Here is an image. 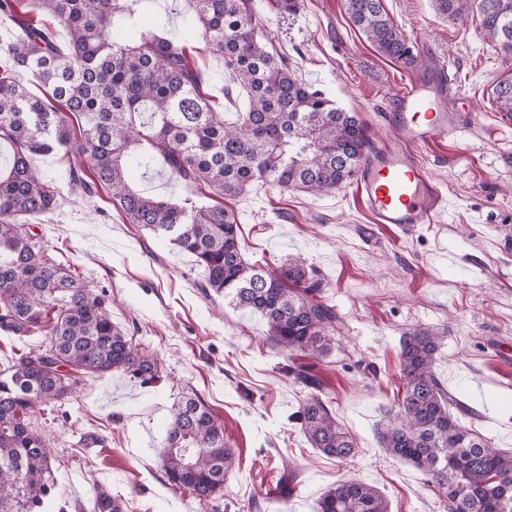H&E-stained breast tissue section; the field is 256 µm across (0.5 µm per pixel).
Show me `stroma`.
Here are the masks:
<instances>
[{"label": "stroma", "mask_w": 512, "mask_h": 512, "mask_svg": "<svg viewBox=\"0 0 512 512\" xmlns=\"http://www.w3.org/2000/svg\"><path fill=\"white\" fill-rule=\"evenodd\" d=\"M253 7L291 69L357 113L372 142L393 139L386 111L409 76L436 80L441 60L460 88L448 109L461 131L418 151L448 198L439 223L408 235L374 225L350 182L320 195L258 184L230 202L246 257L274 268L305 257L342 320L339 347L297 363L320 379L356 454L339 460L311 447L295 419L306 397L289 372L295 362L268 340L258 314L204 291L193 257L131 223L106 190H68L58 209L30 219L31 232L46 255L106 294L113 322L162 367L150 381L89 378L62 411L33 415L56 480L45 512H89L99 486L123 512H209L168 486L160 467L171 412L194 393L236 454L220 512H315L322 494L348 478L375 486L391 512H445L435 484L375 434L401 385L400 340L419 326L441 339L435 371L472 408L468 425L512 451V118L492 93L512 60L484 40L477 16L449 21L432 0H384L417 48L411 68L369 44L345 0H305L291 15L272 0Z\"/></svg>", "instance_id": "35a3bbf8"}]
</instances>
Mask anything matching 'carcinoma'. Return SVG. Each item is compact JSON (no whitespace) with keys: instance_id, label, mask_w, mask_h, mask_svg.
<instances>
[{"instance_id":"1","label":"carcinoma","mask_w":512,"mask_h":512,"mask_svg":"<svg viewBox=\"0 0 512 512\" xmlns=\"http://www.w3.org/2000/svg\"><path fill=\"white\" fill-rule=\"evenodd\" d=\"M132 2L0 0V14L17 25L0 37V56L11 62L0 70V144L11 149L9 162L0 164V329L48 338L0 371V512H43L55 487L47 443L31 426L35 409L62 405L93 375L152 378L159 371L158 358L112 322L105 296L43 256L27 230L29 218L57 207L63 186L89 195L107 190L132 223L191 255L214 293L260 314L266 336L283 351L323 358L339 332V316L304 259L276 268L250 261L235 212L200 196L235 198L256 183L313 195L336 190L356 176L371 146L368 127L290 71L258 32L253 0H189L179 42ZM432 2L450 21L477 14L486 41L512 59V0ZM346 11L378 53L416 63L382 0H346ZM45 15L65 28V43ZM198 36L222 63L215 79L246 94V108L231 121L211 103L205 73L187 54ZM24 74L39 82L41 94L29 90ZM493 94L499 110L512 115L511 72ZM77 115L84 120L79 140L71 125ZM62 149L74 153V162L59 183L42 180L32 157ZM154 159L198 194L171 200L134 187L131 170ZM439 347L440 337L427 328L403 336V397L384 413L377 440L442 490L448 512H512V452L462 422L463 401L448 394L434 369ZM294 379L309 389L297 420L312 447L336 459L352 456L356 443L336 422L319 381L300 370ZM234 466L224 426L200 397H186L167 430L168 485L208 506ZM316 512L389 508L374 487L347 480L323 494Z\"/></svg>"}]
</instances>
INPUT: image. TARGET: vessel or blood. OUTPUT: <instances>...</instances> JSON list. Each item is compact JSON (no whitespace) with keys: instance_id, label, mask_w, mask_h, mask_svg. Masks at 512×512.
I'll list each match as a JSON object with an SVG mask.
<instances>
[{"instance_id":"b4317fda","label":"vessel or blood","mask_w":512,"mask_h":512,"mask_svg":"<svg viewBox=\"0 0 512 512\" xmlns=\"http://www.w3.org/2000/svg\"><path fill=\"white\" fill-rule=\"evenodd\" d=\"M455 79L411 80L392 102V141L369 150L357 173L355 194L374 223L393 224L410 234L437 223L448 200L418 158V148L447 138L458 128L448 110Z\"/></svg>"}]
</instances>
